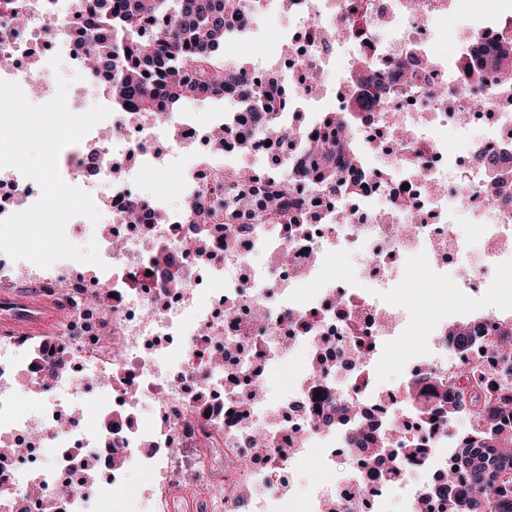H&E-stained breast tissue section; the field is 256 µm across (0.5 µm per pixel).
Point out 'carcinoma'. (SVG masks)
<instances>
[{
  "label": "carcinoma",
  "mask_w": 512,
  "mask_h": 512,
  "mask_svg": "<svg viewBox=\"0 0 512 512\" xmlns=\"http://www.w3.org/2000/svg\"><path fill=\"white\" fill-rule=\"evenodd\" d=\"M165 15L170 29L153 40L141 37L143 19ZM253 18L238 8L237 0H122L114 9L91 17L87 26L105 36L94 43L87 59L95 62L89 73L112 60V84L106 92L122 112H137L157 119L165 114L160 100L174 110L199 97L222 99L236 91L257 99L255 111L262 113L261 126L271 135L279 132L278 113L262 103L265 93L249 84V67L240 63L221 64L217 53L224 49L229 30H243ZM321 126L329 131L349 124L348 115L324 112ZM299 131L282 138L280 154L270 166L274 180L268 183L265 201L254 214L260 223L278 220L286 224H315L320 215L307 203L291 198L297 182L313 190L350 193L363 188L362 178L373 172L363 164L356 139L348 134L345 144L351 161L336 164V152L327 138L302 143ZM224 207L231 201L249 203L255 193L252 176L242 168L224 170ZM484 317L466 318L448 324V333L459 349L467 347L484 328ZM497 336L491 342L493 353L512 360V320H498ZM483 376L475 384L455 389L448 408V420L470 407L469 417L479 421L456 432L452 442L453 462L448 466V482L434 485L427 492L443 499V512H512V384L500 383L489 394L483 392ZM361 418V409L338 406L323 417L326 425ZM347 441L367 445L374 456L398 467L415 455V448H388L385 437L368 434L356 427L348 429Z\"/></svg>",
  "instance_id": "carcinoma-1"
}]
</instances>
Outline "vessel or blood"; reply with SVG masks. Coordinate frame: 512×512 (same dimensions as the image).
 <instances>
[{"mask_svg":"<svg viewBox=\"0 0 512 512\" xmlns=\"http://www.w3.org/2000/svg\"><path fill=\"white\" fill-rule=\"evenodd\" d=\"M57 315L41 294L38 283L24 281L0 289V330L36 334Z\"/></svg>","mask_w":512,"mask_h":512,"instance_id":"b4317fda","label":"vessel or blood"}]
</instances>
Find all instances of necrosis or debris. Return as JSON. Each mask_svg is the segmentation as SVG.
I'll return each instance as SVG.
<instances>
[{
	"instance_id": "obj_1",
	"label": "necrosis or debris",
	"mask_w": 512,
	"mask_h": 512,
	"mask_svg": "<svg viewBox=\"0 0 512 512\" xmlns=\"http://www.w3.org/2000/svg\"><path fill=\"white\" fill-rule=\"evenodd\" d=\"M13 2L29 21L15 28L13 15L0 11V55L11 61L0 80L38 100L53 97L49 61L61 54L83 69L96 40L87 21L101 12V0ZM368 2L366 17L356 22L347 0H240L256 18L290 26L272 34L270 50L253 65L259 87L271 91V76L292 61L299 75L289 111L306 102L340 109L351 96L340 82L366 57L371 83L397 106L411 132L408 148L419 154L411 172H403L396 153L395 179H370L355 195L324 196L321 224L291 232L219 204L220 158L237 153L238 137L252 139L255 153L278 151L258 134L253 113H234L237 136L222 145L211 136L212 116L190 109L164 125L116 112L112 122L122 136L98 124L83 137L96 161L73 158L67 183L112 215L100 231L111 244L107 268L92 276L70 259L41 268L0 253V286L36 276L65 312L45 334L0 336V448L25 449L0 463V512H93L91 491L102 483L120 490L132 468L145 475L146 497L166 507L184 489L225 512H382L397 491L406 512H440V498L424 489L451 460V426L402 406L400 392L378 390L369 374L386 365L417 324L414 310L392 293L407 278V262L427 260L461 294L512 265V168L498 174L507 190L488 201L478 160L512 153V89L489 69H481L479 91L462 76L463 67L480 69L500 41L512 38V15L460 37L446 56L429 35L447 20L452 0H423L416 14L406 0ZM349 24L356 38L337 37V28ZM416 61L434 62L430 78L402 79L405 64ZM442 127L457 134L455 146L439 137ZM118 154L138 169L116 170ZM168 156L182 163L175 207L166 195L138 189V171L158 170ZM463 180L470 193L458 192ZM39 196V185L18 170L0 172V220ZM132 209L151 224V234L137 235L126 223ZM241 224L250 230L238 239ZM190 234L205 239L211 257L180 259L175 288L167 268L147 259L160 250L178 253ZM345 253L364 256L363 280L327 275L328 260ZM104 290L109 298L93 304ZM426 328L431 338L406 369L407 379L424 383L455 384L458 362H484L495 335L486 325L461 354L444 314ZM357 336L372 338L367 356L354 354ZM291 357L300 360L294 379L266 390L267 365ZM355 401L381 425L398 426L404 443H423L425 454L403 463L393 478L369 450L322 428L316 407ZM253 431L265 437V447H251ZM48 446L54 460L45 466L39 458ZM313 458L324 477L314 491L297 495L295 480Z\"/></svg>"
}]
</instances>
